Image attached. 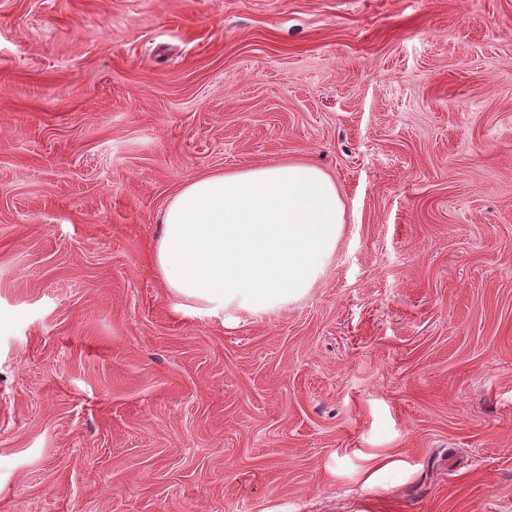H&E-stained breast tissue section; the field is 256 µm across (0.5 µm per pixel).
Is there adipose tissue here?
<instances>
[{
    "label": "adipose tissue",
    "instance_id": "obj_1",
    "mask_svg": "<svg viewBox=\"0 0 512 512\" xmlns=\"http://www.w3.org/2000/svg\"><path fill=\"white\" fill-rule=\"evenodd\" d=\"M344 202L308 164L263 165L184 185L167 206L154 262L187 312L263 316L306 296L336 252Z\"/></svg>",
    "mask_w": 512,
    "mask_h": 512
}]
</instances>
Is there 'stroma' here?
Returning <instances> with one entry per match:
<instances>
[{
	"mask_svg": "<svg viewBox=\"0 0 512 512\" xmlns=\"http://www.w3.org/2000/svg\"><path fill=\"white\" fill-rule=\"evenodd\" d=\"M288 163L310 293L175 312L174 195ZM0 512H512V0H0Z\"/></svg>",
	"mask_w": 512,
	"mask_h": 512,
	"instance_id": "obj_1",
	"label": "stroma"
}]
</instances>
